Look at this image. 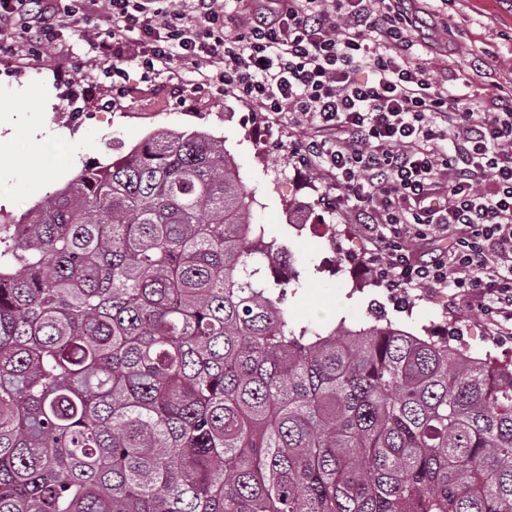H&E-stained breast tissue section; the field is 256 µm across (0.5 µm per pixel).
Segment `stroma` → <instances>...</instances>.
Here are the masks:
<instances>
[{"label": "stroma", "instance_id": "obj_1", "mask_svg": "<svg viewBox=\"0 0 512 512\" xmlns=\"http://www.w3.org/2000/svg\"><path fill=\"white\" fill-rule=\"evenodd\" d=\"M408 16L414 52L433 81L462 84L472 64L482 94L512 85V0H399ZM85 45L64 34L41 57L0 62V107L11 110L0 125L8 146L0 150V211L20 215L89 162L106 163L159 129L205 131L223 138L245 185L255 193L251 221L295 254L300 287L290 288L291 318L321 326L373 317L417 336L448 338L471 356L512 367V338L447 288L388 289L375 283L364 260L370 243L357 215L335 211L330 172L300 165L291 140L313 136L287 116L224 92H180L162 75L146 82L127 67L129 92L113 101L106 80L73 83L70 54ZM471 77V76H470Z\"/></svg>", "mask_w": 512, "mask_h": 512}]
</instances>
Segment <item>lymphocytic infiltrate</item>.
<instances>
[{
    "label": "lymphocytic infiltrate",
    "instance_id": "lymphocytic-infiltrate-1",
    "mask_svg": "<svg viewBox=\"0 0 512 512\" xmlns=\"http://www.w3.org/2000/svg\"><path fill=\"white\" fill-rule=\"evenodd\" d=\"M0 0V54L36 57L63 33L83 41L125 97L142 79L192 65L195 91L224 89L318 136L289 143L326 169L335 207L358 212L368 263L393 289H453L512 335V92L497 101L441 88L410 53L391 0ZM247 14L235 38L230 15ZM447 237L423 260L410 242Z\"/></svg>",
    "mask_w": 512,
    "mask_h": 512
}]
</instances>
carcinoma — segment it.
<instances>
[{"instance_id": "obj_1", "label": "carcinoma", "mask_w": 512, "mask_h": 512, "mask_svg": "<svg viewBox=\"0 0 512 512\" xmlns=\"http://www.w3.org/2000/svg\"><path fill=\"white\" fill-rule=\"evenodd\" d=\"M224 140L0 213V512H512V368L288 317Z\"/></svg>"}]
</instances>
